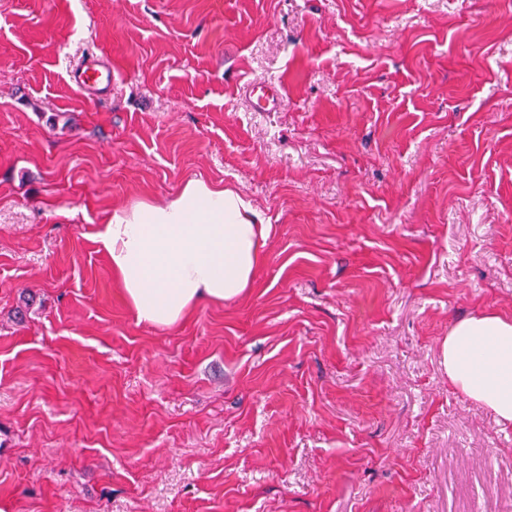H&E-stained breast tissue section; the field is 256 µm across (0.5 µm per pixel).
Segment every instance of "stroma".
Returning <instances> with one entry per match:
<instances>
[{
	"instance_id": "obj_1",
	"label": "stroma",
	"mask_w": 512,
	"mask_h": 512,
	"mask_svg": "<svg viewBox=\"0 0 512 512\" xmlns=\"http://www.w3.org/2000/svg\"><path fill=\"white\" fill-rule=\"evenodd\" d=\"M191 179L271 236L244 294L156 327L95 233ZM487 310L512 0H0V512H512V429L443 363ZM70 82L85 92H105L112 84V69L90 55L69 72ZM275 84L272 83H250L246 87V92L249 94L254 93L255 90L262 92L261 96L258 97L255 110L258 112H271L278 104V94L274 89ZM266 89L268 92H264Z\"/></svg>"
}]
</instances>
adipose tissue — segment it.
Listing matches in <instances>:
<instances>
[{"label":"adipose tissue","mask_w":512,"mask_h":512,"mask_svg":"<svg viewBox=\"0 0 512 512\" xmlns=\"http://www.w3.org/2000/svg\"><path fill=\"white\" fill-rule=\"evenodd\" d=\"M271 226L240 194L199 179L164 203L114 208L97 238L140 321L179 323L203 302L249 288ZM456 391L512 427V318L485 312L457 321L444 344Z\"/></svg>","instance_id":"1"}]
</instances>
